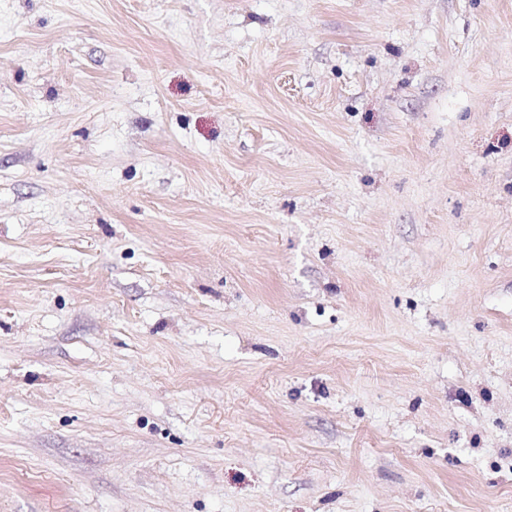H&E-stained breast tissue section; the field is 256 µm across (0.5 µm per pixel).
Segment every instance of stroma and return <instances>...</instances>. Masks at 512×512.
I'll use <instances>...</instances> for the list:
<instances>
[{
    "mask_svg": "<svg viewBox=\"0 0 512 512\" xmlns=\"http://www.w3.org/2000/svg\"><path fill=\"white\" fill-rule=\"evenodd\" d=\"M0 512H512V0H0Z\"/></svg>",
    "mask_w": 512,
    "mask_h": 512,
    "instance_id": "35a3bbf8",
    "label": "stroma"
}]
</instances>
